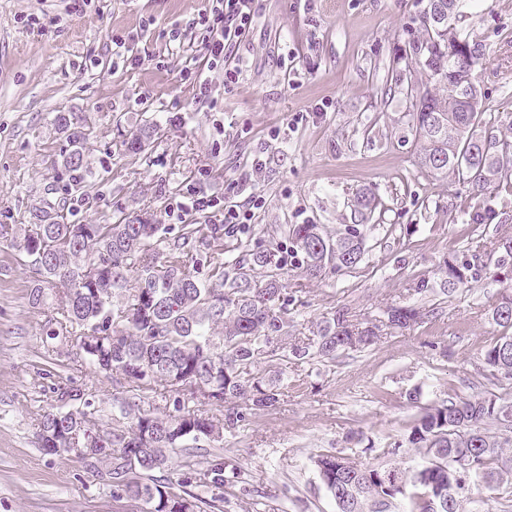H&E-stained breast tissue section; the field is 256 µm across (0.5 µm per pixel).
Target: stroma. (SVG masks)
<instances>
[{
	"label": "stroma",
	"instance_id": "obj_1",
	"mask_svg": "<svg viewBox=\"0 0 512 512\" xmlns=\"http://www.w3.org/2000/svg\"><path fill=\"white\" fill-rule=\"evenodd\" d=\"M428 0H255L256 23L239 54L242 75L225 87L213 74V102L195 99L184 69L200 65V44L167 36L188 27L207 0H94L68 15V0H0V225L63 200L67 141L59 112L84 118L85 156L76 220L141 217L177 233L186 196L263 206L249 247H271L277 224L353 223V198L378 202L363 232L368 252L354 269L308 276L284 268L293 293V335L308 336L339 310L381 317L392 306L423 309L408 329L385 330L377 344L330 363L276 360L259 375L283 374L271 410L247 415L225 433V458L239 466L248 494L229 512H336L312 459L335 453L363 464L408 468L406 445L419 416L408 393L442 404L449 394L488 391L481 358L501 329L491 311L512 267L484 274L450 295L417 294L438 281L451 257L487 261L512 238V175L487 195L425 172L412 130L413 95L428 86L409 48L422 36ZM42 27L29 29L26 20ZM459 28L482 46L475 70L484 113H512V0H460ZM133 37L142 66L112 64L113 37ZM158 132L145 152L124 140L146 120ZM264 166L253 170L254 158ZM0 238V512H118L102 479L81 463L44 454L35 419L54 384L92 392L103 425L112 423L118 378L77 360L53 364L52 326L28 301L35 272ZM421 402V403H422Z\"/></svg>",
	"mask_w": 512,
	"mask_h": 512
}]
</instances>
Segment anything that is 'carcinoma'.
<instances>
[{
	"mask_svg": "<svg viewBox=\"0 0 512 512\" xmlns=\"http://www.w3.org/2000/svg\"><path fill=\"white\" fill-rule=\"evenodd\" d=\"M456 16L447 24H422L421 40L411 46L414 56L439 96L424 93L415 100V137L425 171L451 178L484 192L512 172V137L486 138L473 120L482 106L473 72L480 44L459 33ZM470 51L466 68L456 59ZM58 130L71 150L63 157L67 189L79 191L88 163L83 151L81 118L73 112L55 116ZM375 198L355 197L354 213L361 220L375 212ZM34 223L19 229L0 225L25 262L45 282L60 285L48 296L41 284L29 293L31 306L57 326L49 339L95 371L117 375L128 384L126 394L113 397L117 414L112 432L102 442L95 463H83L100 476L112 475V498L137 504L138 512H224L242 494L240 472L219 454L208 455L206 466L193 460L194 444L202 439L220 442V432L238 426L243 410L265 411L278 401L281 376H256L262 362L294 358L333 362L336 355L374 345L380 325L352 321L339 311L317 326L316 334L289 341L287 289L277 250L257 247L224 260V225L184 224L170 238L160 224L117 217L104 224L67 222L55 208L33 213ZM288 242L286 252L301 256L310 275L331 267L340 272L363 262L367 246L358 224L332 234L321 224H292L268 230ZM206 253L197 252V244ZM206 261L208 279L196 278L191 266ZM484 266L467 261H444V295L464 281L480 276ZM422 310L406 306L387 312L386 323L406 328ZM491 319L505 332L482 355L483 375L498 380L504 373L512 385V289L501 294ZM208 391L201 402L199 389ZM54 404L37 419V439L47 455H62L87 432L103 427L92 394L72 382L52 387ZM512 398L495 392L448 395L439 406L422 408L408 437L421 457L414 468L398 469L405 491L389 494L373 469L345 471L338 456L322 453L313 466L336 512H432L431 504L448 494V458L468 461L465 477L482 481L494 491L505 475L512 476V435L500 423ZM186 454L175 478L145 477L171 469L172 455ZM192 487L211 490V497L194 494Z\"/></svg>",
	"mask_w": 512,
	"mask_h": 512,
	"instance_id": "1",
	"label": "carcinoma"
}]
</instances>
